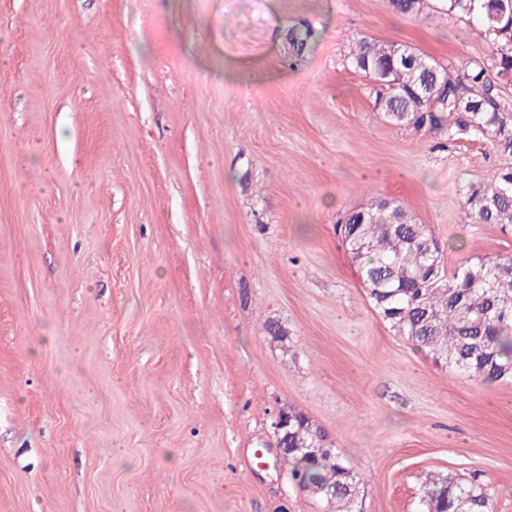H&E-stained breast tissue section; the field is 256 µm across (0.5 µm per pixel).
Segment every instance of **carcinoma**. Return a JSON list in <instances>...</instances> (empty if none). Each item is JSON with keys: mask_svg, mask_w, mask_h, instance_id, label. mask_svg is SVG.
<instances>
[{"mask_svg": "<svg viewBox=\"0 0 512 512\" xmlns=\"http://www.w3.org/2000/svg\"><path fill=\"white\" fill-rule=\"evenodd\" d=\"M446 14L465 16L492 47L490 64L454 67L410 51L403 65L395 44L367 37L347 55L380 91L376 109L396 124L489 143L504 162L467 186L465 205L475 224L512 226V116L501 111L500 85L512 74V0H444ZM495 78H490V73ZM349 252H358V275L374 308L390 328L435 363L476 382H512V257L467 261L448 270L440 252L425 256L432 235L398 201L376 200L351 212L341 226ZM283 465L300 488L331 512L359 492L357 474L307 416L288 410ZM418 512H492L487 489L440 473L422 482Z\"/></svg>", "mask_w": 512, "mask_h": 512, "instance_id": "obj_1", "label": "carcinoma"}]
</instances>
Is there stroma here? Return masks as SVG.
Wrapping results in <instances>:
<instances>
[{
    "label": "stroma",
    "instance_id": "obj_1",
    "mask_svg": "<svg viewBox=\"0 0 512 512\" xmlns=\"http://www.w3.org/2000/svg\"><path fill=\"white\" fill-rule=\"evenodd\" d=\"M363 35L490 55L439 0H0V512H325L276 463L288 407L350 512L431 471L512 512V384L397 335L339 233L398 199L447 268L512 256L464 205L500 159L377 112Z\"/></svg>",
    "mask_w": 512,
    "mask_h": 512
}]
</instances>
